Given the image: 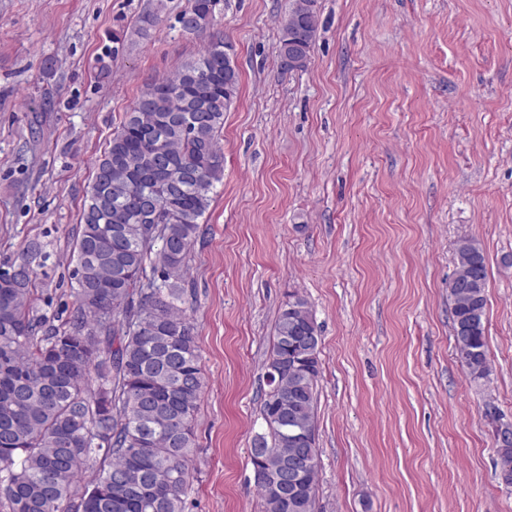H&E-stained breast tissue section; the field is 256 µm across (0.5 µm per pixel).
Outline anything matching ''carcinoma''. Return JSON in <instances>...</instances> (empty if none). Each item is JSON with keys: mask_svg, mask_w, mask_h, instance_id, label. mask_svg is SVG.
Masks as SVG:
<instances>
[{"mask_svg": "<svg viewBox=\"0 0 512 512\" xmlns=\"http://www.w3.org/2000/svg\"><path fill=\"white\" fill-rule=\"evenodd\" d=\"M216 2L190 0L182 32L210 28ZM316 31L317 0H290L284 68L307 65ZM224 47L212 39L173 77L148 84L112 134L80 213L73 306L37 315L39 240L0 266V512H186L204 379L184 283L224 179L219 137L240 82ZM455 253V350L481 386L492 375L487 258L469 236ZM319 341L308 302L288 295L265 362L267 432L251 450L264 512H315ZM485 416L496 423L500 477L512 485V442L495 407ZM291 460L301 470L288 492L278 478Z\"/></svg>", "mask_w": 512, "mask_h": 512, "instance_id": "obj_1", "label": "carcinoma"}]
</instances>
